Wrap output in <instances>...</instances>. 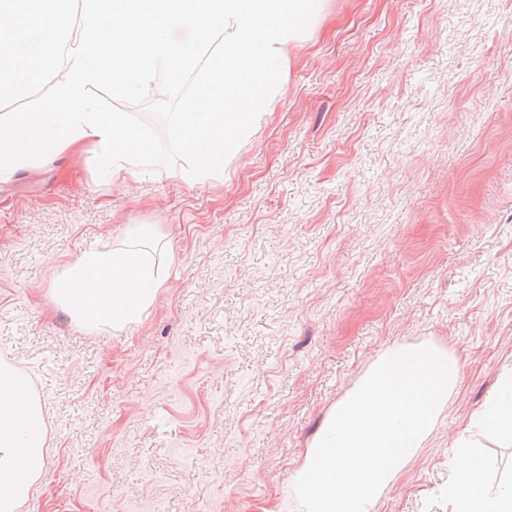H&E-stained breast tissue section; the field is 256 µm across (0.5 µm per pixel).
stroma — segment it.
Returning a JSON list of instances; mask_svg holds the SVG:
<instances>
[{"label":"stroma","instance_id":"obj_1","mask_svg":"<svg viewBox=\"0 0 512 512\" xmlns=\"http://www.w3.org/2000/svg\"><path fill=\"white\" fill-rule=\"evenodd\" d=\"M224 179L129 187L93 155L0 183V360L50 443L22 512H296L291 479L376 357L432 341L462 385L378 512H450L456 437L512 361V0H326ZM152 224L151 314L87 332L68 260Z\"/></svg>","mask_w":512,"mask_h":512}]
</instances>
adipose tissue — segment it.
I'll use <instances>...</instances> for the list:
<instances>
[{
  "mask_svg": "<svg viewBox=\"0 0 512 512\" xmlns=\"http://www.w3.org/2000/svg\"><path fill=\"white\" fill-rule=\"evenodd\" d=\"M171 242L151 224L128 225L123 238L84 252L54 276L50 295L77 326L120 334L146 317L170 277ZM471 426L512 446V367ZM47 429L40 399L27 375L0 362V512H21L46 463ZM448 483L451 512H512V482L490 487L468 436L455 442Z\"/></svg>",
  "mask_w": 512,
  "mask_h": 512,
  "instance_id": "adipose-tissue-1",
  "label": "adipose tissue"
}]
</instances>
